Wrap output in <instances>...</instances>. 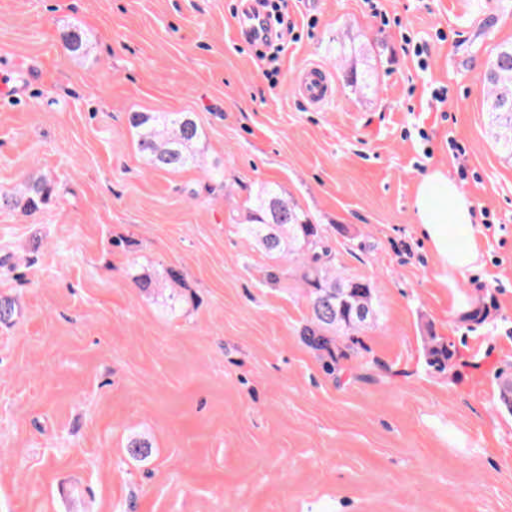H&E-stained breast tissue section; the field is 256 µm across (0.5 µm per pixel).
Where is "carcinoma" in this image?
Segmentation results:
<instances>
[{"mask_svg":"<svg viewBox=\"0 0 512 512\" xmlns=\"http://www.w3.org/2000/svg\"><path fill=\"white\" fill-rule=\"evenodd\" d=\"M62 40L71 54L85 52L83 30L70 28L63 32ZM486 80L487 111L497 128V143L512 153V43L496 48ZM127 121L136 133L138 152L153 168L175 173L201 166L198 144L203 132L194 113L130 112ZM54 197V182L39 176L26 180L19 189H1L0 209L31 215L46 208ZM237 226L241 235L274 261L265 270L264 283L277 285L286 278L288 270L282 264L297 266L308 308L300 336L310 349L327 355L328 370H336V360L349 356L340 341L360 334L377 313L372 281L341 271L329 245L328 229L315 223L274 183H257L245 200ZM130 276L145 292L163 282L171 289V305L181 301L179 289L184 287V278L173 266L151 272L134 264ZM423 349L429 366L439 372L447 369L451 355L439 337H424Z\"/></svg>","mask_w":512,"mask_h":512,"instance_id":"cac0c4a2","label":"carcinoma"}]
</instances>
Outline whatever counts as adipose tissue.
Wrapping results in <instances>:
<instances>
[{
    "instance_id": "adipose-tissue-1",
    "label": "adipose tissue",
    "mask_w": 512,
    "mask_h": 512,
    "mask_svg": "<svg viewBox=\"0 0 512 512\" xmlns=\"http://www.w3.org/2000/svg\"><path fill=\"white\" fill-rule=\"evenodd\" d=\"M413 209L417 224L437 256L446 276L470 270L478 255L455 248V241L474 233L477 216L474 206L454 179L434 169L417 183Z\"/></svg>"
}]
</instances>
